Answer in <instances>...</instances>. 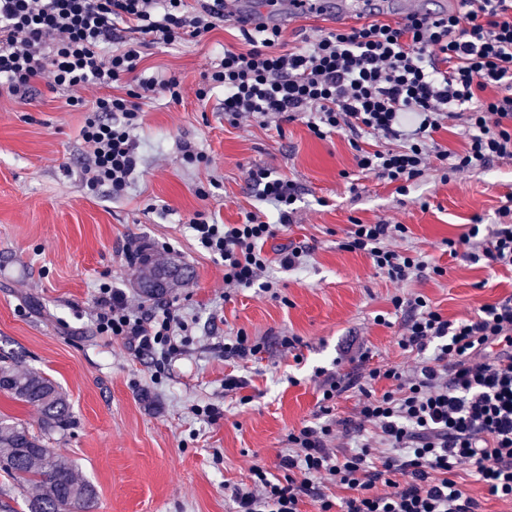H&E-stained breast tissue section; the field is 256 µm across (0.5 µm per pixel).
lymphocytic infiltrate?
I'll return each mask as SVG.
<instances>
[{"mask_svg": "<svg viewBox=\"0 0 512 512\" xmlns=\"http://www.w3.org/2000/svg\"><path fill=\"white\" fill-rule=\"evenodd\" d=\"M224 17V0H0V92L23 100L43 78L52 90L68 92L69 106L86 112L82 183L122 194L140 165L135 132L144 99L182 97L178 78L141 70L145 49L204 38ZM239 23L246 49L225 48L196 91L203 99L223 89L230 122L301 118L321 140L349 129L357 168L400 192L433 159L454 171L512 159V0H459L435 18L414 12L399 22L328 28L290 48L280 26L244 17ZM120 81L124 95L106 94ZM81 87L101 94L85 100L76 94ZM451 118L468 128L459 151L436 138ZM366 137L388 146L364 148ZM248 180L277 222L261 210L237 224L198 211L188 224L200 251L223 267L225 286L270 293L269 268H297L312 248L292 242L269 256L266 243L292 222L296 185L261 165L250 168ZM407 236L403 224L357 220L340 247L367 255L393 282L448 275L425 253L391 247ZM444 244L450 257L512 271V223L488 232L473 224ZM391 303L411 309L398 344L423 360L408 371L365 367L359 438L343 452L332 448L341 423L331 404L350 384L324 379V422L288 432L279 461L284 477L250 468L248 482L233 491L237 512H302L307 501L316 512H481L457 480L463 469L492 499L512 503V295L455 321L420 295ZM94 304L99 335L124 339L138 355L180 352L188 325L175 303L134 307L104 281ZM382 380L394 387L379 394L374 386ZM325 483L336 494L322 491Z\"/></svg>", "mask_w": 512, "mask_h": 512, "instance_id": "lymphocytic-infiltrate-1", "label": "lymphocytic infiltrate"}]
</instances>
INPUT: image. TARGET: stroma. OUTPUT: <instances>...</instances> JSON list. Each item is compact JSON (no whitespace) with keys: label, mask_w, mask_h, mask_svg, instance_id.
<instances>
[{"label":"stroma","mask_w":512,"mask_h":512,"mask_svg":"<svg viewBox=\"0 0 512 512\" xmlns=\"http://www.w3.org/2000/svg\"><path fill=\"white\" fill-rule=\"evenodd\" d=\"M228 44H244L232 20L202 40L150 50L143 70L178 76L182 99L157 94L145 102L136 132L141 171L118 197L83 186L84 114L67 105L66 93L44 80L27 101L0 96V356L44 373L66 395L74 423L48 446L95 486L92 512H236L232 490L250 467L280 475L288 431L317 421L323 374L358 375L353 358L362 350L375 365L418 362L397 344L410 310L394 309L393 296H424L456 320L512 294V272L450 260L442 246L474 218L497 221L512 195V159L464 172L434 160L399 194L358 171L349 130L320 140L298 120L234 125L224 118L223 91L198 99L203 74ZM185 142L207 162L186 164ZM256 164L299 188L291 226L268 249L292 241L313 247L302 268L269 269L276 299L255 288L225 294L222 266L196 251L186 224L197 211L235 224L264 209L247 182ZM201 186L207 199L196 194ZM355 218L407 225L397 248L450 265L448 277L389 281L366 255L339 248ZM141 241L170 243L172 259L192 271L168 292L179 300L191 341L162 369L154 355H134L93 325L103 280L141 302L140 270L123 252ZM379 314L387 324L376 323ZM240 329L264 337L258 360L225 357V334ZM285 336L298 337L295 353L282 347ZM228 374L245 387L225 393ZM209 404L219 410L216 420L194 415V406Z\"/></svg>","instance_id":"obj_1"}]
</instances>
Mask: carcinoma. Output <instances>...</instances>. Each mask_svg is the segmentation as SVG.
<instances>
[{"instance_id": "cac0c4a2", "label": "carcinoma", "mask_w": 512, "mask_h": 512, "mask_svg": "<svg viewBox=\"0 0 512 512\" xmlns=\"http://www.w3.org/2000/svg\"><path fill=\"white\" fill-rule=\"evenodd\" d=\"M183 272L161 254L144 260L137 285L149 299L181 284ZM0 392L33 406L39 413V432L0 416V472L36 487L27 499L28 512H87L95 501L94 487L81 479L73 463L47 448V440L69 429L70 404L59 387L34 370H24L0 357Z\"/></svg>"}]
</instances>
